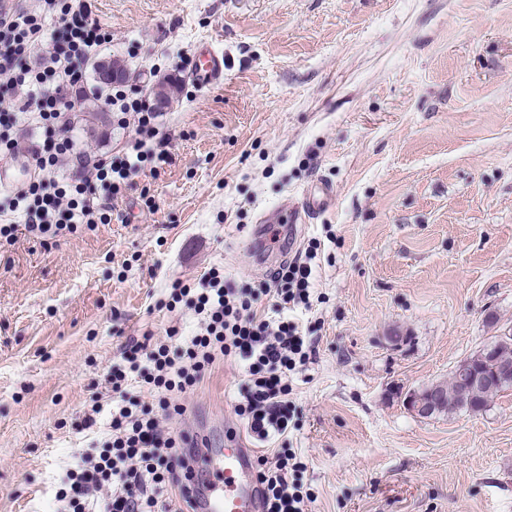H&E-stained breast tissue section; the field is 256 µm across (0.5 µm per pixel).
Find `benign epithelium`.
<instances>
[{
  "label": "benign epithelium",
  "mask_w": 512,
  "mask_h": 512,
  "mask_svg": "<svg viewBox=\"0 0 512 512\" xmlns=\"http://www.w3.org/2000/svg\"><path fill=\"white\" fill-rule=\"evenodd\" d=\"M512 345V338L501 337L498 341L483 346L479 353L462 362L456 370L459 378L465 380L461 393L463 399L470 401L481 387L512 382V357H502V349ZM441 388L430 386L422 393L409 397L408 404L413 412L421 417H429L442 405Z\"/></svg>",
  "instance_id": "7a95c632"
}]
</instances>
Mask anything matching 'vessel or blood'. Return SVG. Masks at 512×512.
<instances>
[{"mask_svg":"<svg viewBox=\"0 0 512 512\" xmlns=\"http://www.w3.org/2000/svg\"><path fill=\"white\" fill-rule=\"evenodd\" d=\"M191 80L200 86H215L224 81V55L210 45H202L196 53ZM30 170L26 161L17 160L10 165H0V188L21 186ZM334 191L327 183H320L317 190L306 194L302 209L315 214L328 208ZM230 445L215 449L204 459L201 468L205 483H193L195 512H259L260 486L256 479L255 453L237 435H230Z\"/></svg>","mask_w":512,"mask_h":512,"instance_id":"b4317fda","label":"vessel or blood"}]
</instances>
